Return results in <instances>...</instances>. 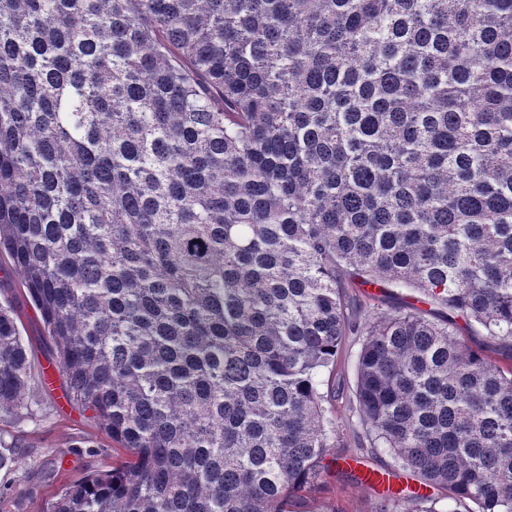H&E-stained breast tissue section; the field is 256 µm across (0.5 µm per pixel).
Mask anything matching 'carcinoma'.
Listing matches in <instances>:
<instances>
[{"label":"carcinoma","mask_w":512,"mask_h":512,"mask_svg":"<svg viewBox=\"0 0 512 512\" xmlns=\"http://www.w3.org/2000/svg\"><path fill=\"white\" fill-rule=\"evenodd\" d=\"M1 251L126 452L48 512H290L381 454L380 512H512V368L456 321L512 345V0H0ZM30 378L0 306V418ZM360 295V299L367 305H379V308L387 309L385 302L395 304H414V306L420 308L423 311L429 312H440V308L435 305L425 304L423 297L416 293L406 294L404 291H399L395 288H388L386 293H382L379 288H360L357 291ZM459 333L468 346L481 351L486 357L502 367L512 366V346L507 343L492 341L483 336L477 329H470L465 321L457 318ZM359 341L350 336L344 344L342 356L332 376L335 379L336 401L332 402L333 415L339 425V441L345 448H336L339 452H355L366 440L355 412L356 370L355 356L359 350Z\"/></svg>","instance_id":"cac0c4a2"}]
</instances>
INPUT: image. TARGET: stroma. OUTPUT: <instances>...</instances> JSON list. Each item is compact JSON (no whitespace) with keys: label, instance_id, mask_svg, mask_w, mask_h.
<instances>
[{"label":"stroma","instance_id":"obj_1","mask_svg":"<svg viewBox=\"0 0 512 512\" xmlns=\"http://www.w3.org/2000/svg\"><path fill=\"white\" fill-rule=\"evenodd\" d=\"M0 304L12 309L32 370L30 417L0 419V454L15 466L0 470V512H46L61 487L121 463L126 453L97 428L90 412L71 404L65 381L52 359L39 312L21 274L0 255ZM359 341L348 338L334 373L333 414L346 452L366 440L355 410V356ZM292 512H377L374 488L330 473L321 485L295 500Z\"/></svg>","mask_w":512,"mask_h":512}]
</instances>
